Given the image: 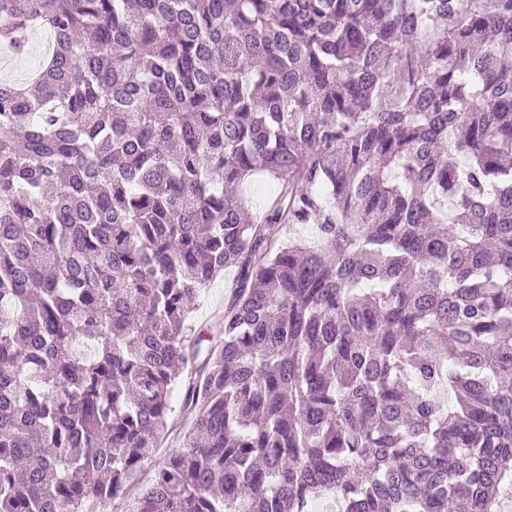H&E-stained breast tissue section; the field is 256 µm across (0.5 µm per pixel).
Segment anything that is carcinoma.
<instances>
[{"mask_svg":"<svg viewBox=\"0 0 512 512\" xmlns=\"http://www.w3.org/2000/svg\"><path fill=\"white\" fill-rule=\"evenodd\" d=\"M32 27L51 51L0 81V512H107L148 470L129 512H496L512 0H0V50ZM239 191L248 201L250 216L254 220L262 219L280 194L277 181L262 174L253 176L241 185ZM266 234L268 238L279 246L284 242H288L290 238H300L306 241L314 235L312 224H296L289 226L288 224H268L266 225ZM237 278V270L233 267L224 270V274L214 280L200 294L193 314L196 330L206 326L216 325L219 314L224 310V303L230 295V290Z\"/></svg>","mask_w":512,"mask_h":512,"instance_id":"cac0c4a2","label":"carcinoma"}]
</instances>
